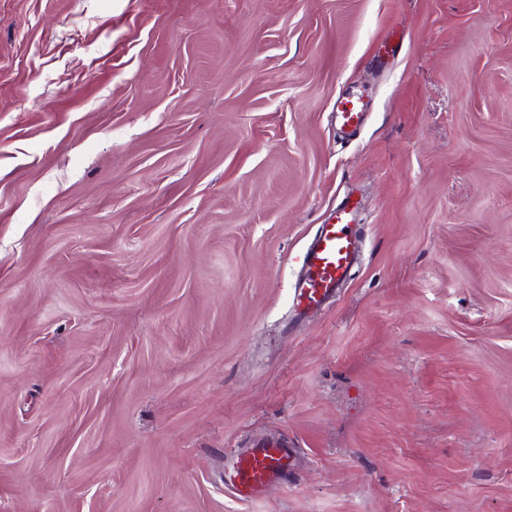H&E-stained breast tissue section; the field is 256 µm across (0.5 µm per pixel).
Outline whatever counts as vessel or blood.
Here are the masks:
<instances>
[{"label":"vessel or blood","instance_id":"1","mask_svg":"<svg viewBox=\"0 0 512 512\" xmlns=\"http://www.w3.org/2000/svg\"><path fill=\"white\" fill-rule=\"evenodd\" d=\"M367 107L363 94H342L336 100V119L342 128L357 129L363 123ZM356 223L355 211L341 203L325 224L318 226L305 248L295 283L298 307L309 311L319 309L343 287L359 258ZM293 462L294 453L282 438H261L250 448L226 455V482L239 495L253 497L271 485L286 481Z\"/></svg>","mask_w":512,"mask_h":512}]
</instances>
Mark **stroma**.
<instances>
[{
  "label": "stroma",
  "mask_w": 512,
  "mask_h": 512,
  "mask_svg": "<svg viewBox=\"0 0 512 512\" xmlns=\"http://www.w3.org/2000/svg\"><path fill=\"white\" fill-rule=\"evenodd\" d=\"M0 512H512V0H0ZM368 102L361 93H344L336 99V119L345 129L355 130L364 120ZM356 224L355 211L343 202L325 224H319L305 248L295 283L298 307L310 312L319 309L343 287L359 258ZM293 462V450L282 438H261L250 448L226 455V483L239 495L253 497L286 481Z\"/></svg>",
  "instance_id": "35a3bbf8"
}]
</instances>
